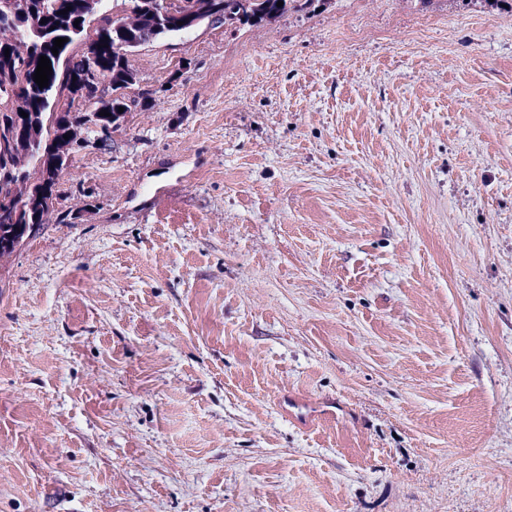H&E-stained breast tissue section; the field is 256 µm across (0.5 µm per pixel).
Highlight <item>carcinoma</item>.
I'll return each mask as SVG.
<instances>
[{"mask_svg":"<svg viewBox=\"0 0 512 512\" xmlns=\"http://www.w3.org/2000/svg\"><path fill=\"white\" fill-rule=\"evenodd\" d=\"M176 13L155 26L158 0H104L93 12L89 0H15L11 23H0V88L16 87L0 104V197L24 207L20 216L22 245L45 224H66L72 210L61 206L58 185L75 153L110 138L120 120L134 108L146 107L151 92L133 97L126 90L136 84L127 54L154 37L178 36L193 31L188 18L222 17L228 25H256L276 19L290 8L300 10L314 0H178ZM71 11L62 13L66 7ZM46 23H41V20ZM80 23H75V20ZM95 24L87 34L86 24ZM42 32L38 41L22 36L28 28ZM87 39V51L70 55V46ZM67 42L53 54L54 40ZM51 61L48 86L41 88L33 75L40 57ZM71 100L93 102L96 111L54 109L58 91ZM124 111H118V108ZM109 115H100L101 111ZM28 117H23L20 112Z\"/></svg>","mask_w":512,"mask_h":512,"instance_id":"carcinoma-1","label":"carcinoma"}]
</instances>
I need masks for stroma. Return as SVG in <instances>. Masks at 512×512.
<instances>
[{
    "mask_svg": "<svg viewBox=\"0 0 512 512\" xmlns=\"http://www.w3.org/2000/svg\"><path fill=\"white\" fill-rule=\"evenodd\" d=\"M129 63L151 106L0 265V512H512V0Z\"/></svg>",
    "mask_w": 512,
    "mask_h": 512,
    "instance_id": "stroma-1",
    "label": "stroma"
}]
</instances>
